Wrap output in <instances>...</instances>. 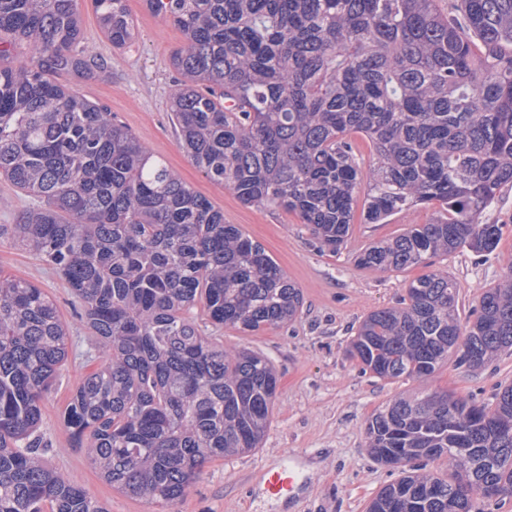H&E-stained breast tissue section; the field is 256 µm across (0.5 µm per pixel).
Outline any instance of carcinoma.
Wrapping results in <instances>:
<instances>
[{"instance_id":"carcinoma-1","label":"carcinoma","mask_w":512,"mask_h":512,"mask_svg":"<svg viewBox=\"0 0 512 512\" xmlns=\"http://www.w3.org/2000/svg\"><path fill=\"white\" fill-rule=\"evenodd\" d=\"M183 34L170 111L192 163L244 205L295 214L338 252L353 224L436 205L366 247L358 266L428 268L495 250L485 220L512 183V0H144ZM122 49L127 0H93ZM78 0H0V179L37 200L0 224L62 276L99 351L63 413L103 479L173 508L216 458L259 447L276 398L267 356L226 349L190 313L242 332L296 321L301 289L265 249L112 113L60 83L102 65L79 48ZM19 46L35 61L15 59ZM370 147L359 162L354 137ZM461 322L446 270L367 314L348 354L386 380L450 359L477 368L512 348V265ZM68 330L38 286L0 273V512H106L42 461V401ZM367 448L401 461L367 512H483L512 497V385L490 404L448 392L373 413Z\"/></svg>"}]
</instances>
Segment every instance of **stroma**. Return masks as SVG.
<instances>
[{
	"instance_id": "obj_1",
	"label": "stroma",
	"mask_w": 512,
	"mask_h": 512,
	"mask_svg": "<svg viewBox=\"0 0 512 512\" xmlns=\"http://www.w3.org/2000/svg\"><path fill=\"white\" fill-rule=\"evenodd\" d=\"M127 7L135 39L131 47L116 49L98 24L92 0H79L80 47L102 58L105 69L92 77L64 74L61 83L106 107L222 211L225 223L239 225L260 243L299 286L304 299L301 315L285 328L246 335L230 327H206V334L217 336L225 346L247 347L269 357L279 374L277 398L260 447L207 464L173 512H366L380 489L400 476L375 461L366 447L365 425L375 410L397 395L418 390H447L479 404L492 401L499 387L512 385V351L478 369L450 362L424 380L390 383L363 372L347 353L352 336L370 311L405 296L409 280L418 272H373L357 266L355 258L405 225L433 222L436 208L398 214L386 224H354L346 245L332 253L319 248L294 214L244 206L231 191L205 177L181 147L170 112V90L175 77L171 56L182 33L171 21L150 13L143 0H127ZM486 218L503 227L495 251L464 249L435 260L436 268L457 282L464 318L484 289L496 285L512 266V185L500 190ZM0 273L42 288L68 325V359L42 408L47 465L83 487L107 512H153L152 506L106 483L61 420L87 371L84 353L92 342L72 312L65 281L9 236L0 238ZM288 456L304 477L300 490L286 500L265 497L258 490L261 471L282 464Z\"/></svg>"
}]
</instances>
